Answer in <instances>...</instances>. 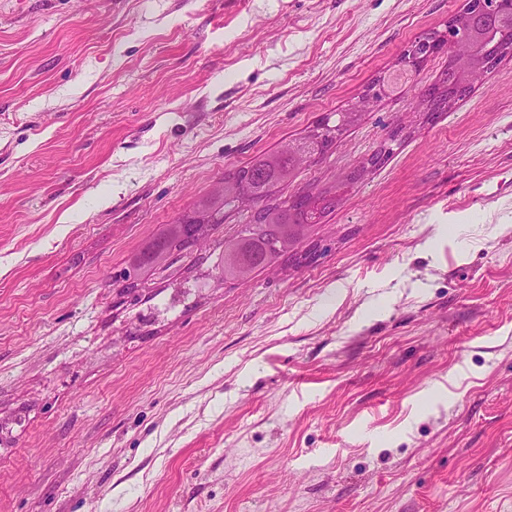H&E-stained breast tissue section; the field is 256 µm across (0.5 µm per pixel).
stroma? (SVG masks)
I'll return each instance as SVG.
<instances>
[{"instance_id": "obj_1", "label": "stroma", "mask_w": 512, "mask_h": 512, "mask_svg": "<svg viewBox=\"0 0 512 512\" xmlns=\"http://www.w3.org/2000/svg\"><path fill=\"white\" fill-rule=\"evenodd\" d=\"M465 2L0 0V512H512V58L430 122L440 52L296 171L391 146L314 262L224 283L238 210L112 280Z\"/></svg>"}]
</instances>
